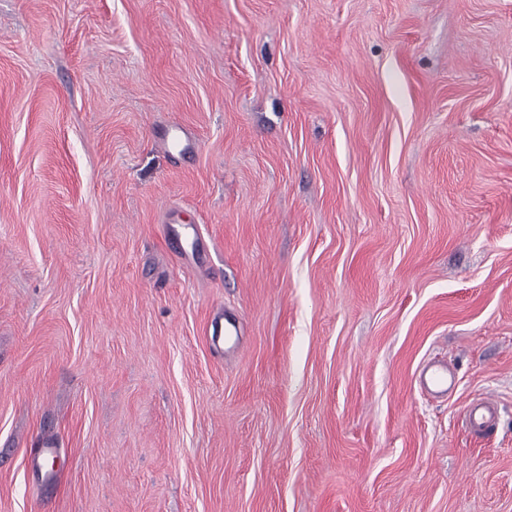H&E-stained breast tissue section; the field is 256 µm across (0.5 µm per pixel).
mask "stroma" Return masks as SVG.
I'll return each mask as SVG.
<instances>
[{
	"instance_id": "1",
	"label": "stroma",
	"mask_w": 512,
	"mask_h": 512,
	"mask_svg": "<svg viewBox=\"0 0 512 512\" xmlns=\"http://www.w3.org/2000/svg\"><path fill=\"white\" fill-rule=\"evenodd\" d=\"M0 512H512V0H0ZM420 386L435 395H443L455 384V376L445 365L428 364L419 377ZM468 424L475 433H484L497 419V411L490 399H479L467 410Z\"/></svg>"
}]
</instances>
